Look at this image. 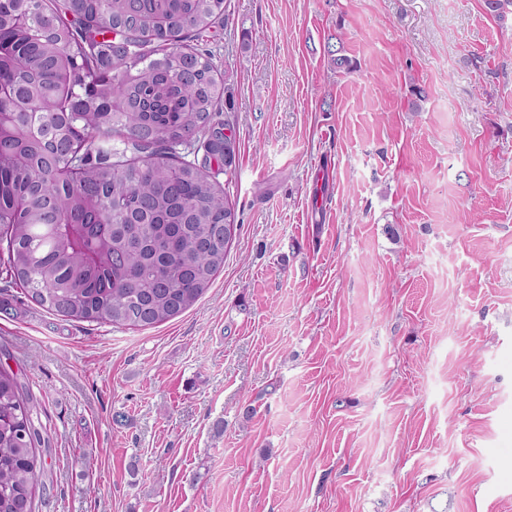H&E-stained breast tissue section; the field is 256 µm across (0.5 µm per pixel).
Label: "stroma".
Listing matches in <instances>:
<instances>
[{
  "mask_svg": "<svg viewBox=\"0 0 512 512\" xmlns=\"http://www.w3.org/2000/svg\"><path fill=\"white\" fill-rule=\"evenodd\" d=\"M206 47L239 228L200 300L126 329L0 280L36 512H512V7L226 0Z\"/></svg>",
  "mask_w": 512,
  "mask_h": 512,
  "instance_id": "35a3bbf8",
  "label": "stroma"
}]
</instances>
